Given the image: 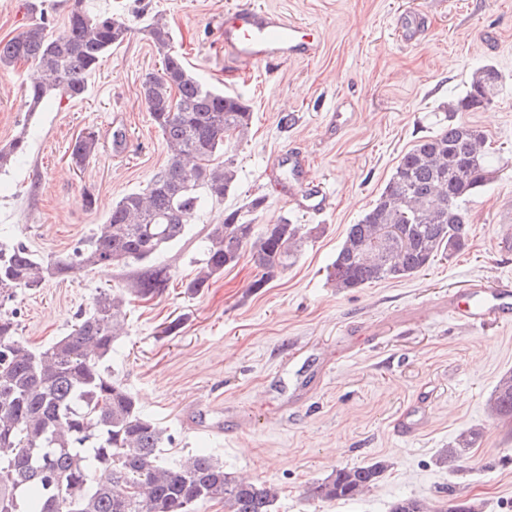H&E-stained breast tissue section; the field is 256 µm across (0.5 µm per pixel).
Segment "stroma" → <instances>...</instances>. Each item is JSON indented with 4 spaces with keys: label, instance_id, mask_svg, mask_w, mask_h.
Listing matches in <instances>:
<instances>
[{
    "label": "stroma",
    "instance_id": "35a3bbf8",
    "mask_svg": "<svg viewBox=\"0 0 512 512\" xmlns=\"http://www.w3.org/2000/svg\"><path fill=\"white\" fill-rule=\"evenodd\" d=\"M86 2L124 14L131 31L89 77L83 98H52L28 112L31 65L0 70V146L21 132L28 140L26 153L0 172V234L43 259L67 256L121 196L145 188L164 167L166 143L141 96L144 75L162 69L147 33L156 16L191 70L242 96L252 112L248 131L227 149L238 170L234 196L207 203L161 253L167 288L129 302L126 331L114 343L115 376L167 429L169 452L203 448L226 471L276 485L275 512H389L403 496L512 512V418L487 406L499 377L512 371V316L481 327L448 312L458 289L512 281V251L497 242L499 225L512 221V0H251L317 26L323 43L314 59L248 73L225 59L219 29L225 10L241 0ZM31 3L57 29L72 0H0V39L24 29ZM409 11L427 29L404 42L398 28ZM486 64L501 73L503 90L488 109L460 118L484 130L510 164L468 202L467 246L410 278L337 290L327 269L348 226ZM340 111L347 116L341 127ZM117 115L127 141L121 153L112 148ZM86 132L96 134L98 148L78 168L71 148ZM290 146L305 152L308 179L330 193L324 214L289 197L283 157ZM256 197L264 204L255 224L285 217L309 229L296 262L258 288L259 271L246 256L208 288L188 292L202 263L201 240L228 208ZM140 273L136 264L84 269L19 292L6 307L23 340L45 346L72 331L100 290L125 291ZM418 406L430 416L427 428L399 434V420ZM466 429L480 432L476 447L439 463ZM378 460L387 466L382 480L357 500L310 497V486L335 470Z\"/></svg>",
    "mask_w": 512,
    "mask_h": 512
}]
</instances>
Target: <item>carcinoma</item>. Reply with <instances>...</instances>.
I'll return each mask as SVG.
<instances>
[{"instance_id":"carcinoma-1","label":"carcinoma","mask_w":512,"mask_h":512,"mask_svg":"<svg viewBox=\"0 0 512 512\" xmlns=\"http://www.w3.org/2000/svg\"><path fill=\"white\" fill-rule=\"evenodd\" d=\"M148 30L162 56V73L145 75L142 96L167 143L163 169L144 189L117 200L71 257L44 260L21 242L0 241V512H193L212 500L224 501L225 512H274L278 499L273 484L238 478L204 450L163 455L170 435L142 413L108 365L126 316L125 295L151 299L162 293L169 277L157 263L160 253L186 234L195 212L235 190L237 168L224 157V143L245 134L252 119L242 97L202 83L186 67L162 19ZM129 31L121 15L73 0L62 29H50L41 17L0 40V70L20 63L36 67L40 78L26 86L24 97L27 111L37 112L53 97L82 98L88 77ZM501 90L494 66L477 68L464 94L448 102V125L400 158L375 204L346 231L329 272L336 288L409 277L466 247L467 203L491 183L495 152L483 130L456 114L492 105ZM25 149L22 132L0 147V171ZM96 149L95 133L78 136L71 162L83 167ZM390 224L402 225V236L383 237ZM303 239L302 225L286 218L257 231L242 208L232 209L211 228L203 266L186 288L197 293L208 287L246 252L260 269L253 284L260 288L296 260ZM132 263L143 271L127 294L100 291L74 331L47 347L25 345L14 313L1 309L19 290L86 268ZM488 404L495 415L512 418L511 371L499 378ZM479 438L474 429L460 434L439 462L463 455ZM385 469L380 462L338 469L313 484L310 495L355 500ZM390 512H474V506L407 497L393 502Z\"/></svg>"}]
</instances>
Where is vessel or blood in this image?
I'll list each match as a JSON object with an SVG mask.
<instances>
[{"mask_svg":"<svg viewBox=\"0 0 512 512\" xmlns=\"http://www.w3.org/2000/svg\"><path fill=\"white\" fill-rule=\"evenodd\" d=\"M224 55L243 69L270 61H295L315 57L321 46L317 27L294 21L265 8L240 5L225 12L220 22ZM288 165L301 182L300 204L305 210L322 214L331 206V196L318 183L306 180L307 158L293 151ZM464 305L455 316L471 325L488 323L512 313V284L492 281L465 291Z\"/></svg>","mask_w":512,"mask_h":512,"instance_id":"obj_1","label":"vessel or blood"}]
</instances>
